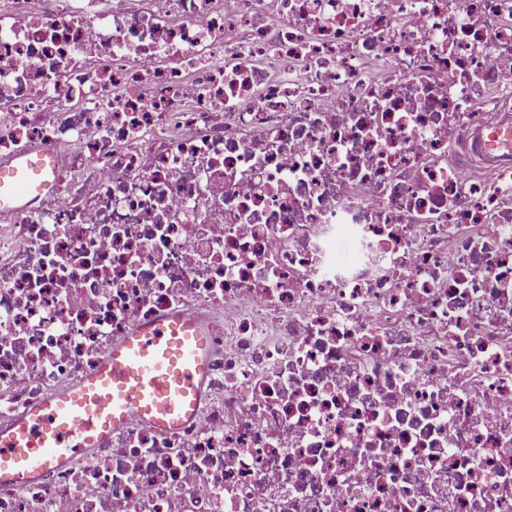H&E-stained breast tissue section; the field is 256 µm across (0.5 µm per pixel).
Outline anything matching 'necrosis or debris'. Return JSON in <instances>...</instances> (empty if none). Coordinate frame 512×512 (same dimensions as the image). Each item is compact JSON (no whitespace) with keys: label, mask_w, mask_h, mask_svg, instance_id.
Masks as SVG:
<instances>
[{"label":"necrosis or debris","mask_w":512,"mask_h":512,"mask_svg":"<svg viewBox=\"0 0 512 512\" xmlns=\"http://www.w3.org/2000/svg\"><path fill=\"white\" fill-rule=\"evenodd\" d=\"M40 153L0 424L172 313L207 374L0 512H512V0H0V163Z\"/></svg>","instance_id":"1"}]
</instances>
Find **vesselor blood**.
<instances>
[{"label": "vessel or blood", "instance_id": "b4317fda", "mask_svg": "<svg viewBox=\"0 0 512 512\" xmlns=\"http://www.w3.org/2000/svg\"><path fill=\"white\" fill-rule=\"evenodd\" d=\"M53 169L44 157L0 164V213L16 199L49 190ZM206 361V333L195 321L173 314L136 325L70 390L0 429V482L29 481L49 466L73 460L134 415L160 431L179 429L199 409Z\"/></svg>", "mask_w": 512, "mask_h": 512}]
</instances>
